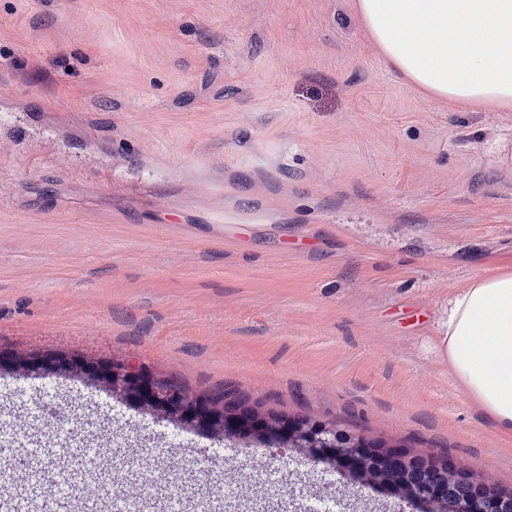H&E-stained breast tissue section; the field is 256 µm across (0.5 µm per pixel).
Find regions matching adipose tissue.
Masks as SVG:
<instances>
[{
  "label": "adipose tissue",
  "instance_id": "ef3b65f1",
  "mask_svg": "<svg viewBox=\"0 0 512 512\" xmlns=\"http://www.w3.org/2000/svg\"><path fill=\"white\" fill-rule=\"evenodd\" d=\"M389 67L440 101L512 106V0H356ZM452 373L512 434V272L478 277L448 304Z\"/></svg>",
  "mask_w": 512,
  "mask_h": 512
}]
</instances>
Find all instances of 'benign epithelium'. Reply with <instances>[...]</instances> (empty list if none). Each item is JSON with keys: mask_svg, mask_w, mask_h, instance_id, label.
I'll return each mask as SVG.
<instances>
[{"mask_svg": "<svg viewBox=\"0 0 512 512\" xmlns=\"http://www.w3.org/2000/svg\"><path fill=\"white\" fill-rule=\"evenodd\" d=\"M0 369L43 371L104 384L113 395L140 406L161 410L178 425L225 439H274L306 453L313 469L323 467L350 474L375 487H386L424 512H447L448 487L465 480L474 495L458 512H512V493L486 485L477 474L446 461L425 457L384 441L373 442L335 422L304 415L269 412L231 391L197 393L172 376L144 364L99 361L70 354L14 356L0 350Z\"/></svg>", "mask_w": 512, "mask_h": 512, "instance_id": "benign-epithelium-1", "label": "benign epithelium"}]
</instances>
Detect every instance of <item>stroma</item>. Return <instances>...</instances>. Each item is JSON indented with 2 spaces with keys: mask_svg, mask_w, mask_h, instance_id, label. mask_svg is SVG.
<instances>
[{
  "mask_svg": "<svg viewBox=\"0 0 512 512\" xmlns=\"http://www.w3.org/2000/svg\"><path fill=\"white\" fill-rule=\"evenodd\" d=\"M353 0H0V346L123 359L348 425L512 492L441 326L512 270V107L435 102ZM165 456L226 512H413L256 440L183 432L68 377L0 371L20 435Z\"/></svg>",
  "mask_w": 512,
  "mask_h": 512,
  "instance_id": "1",
  "label": "stroma"
}]
</instances>
